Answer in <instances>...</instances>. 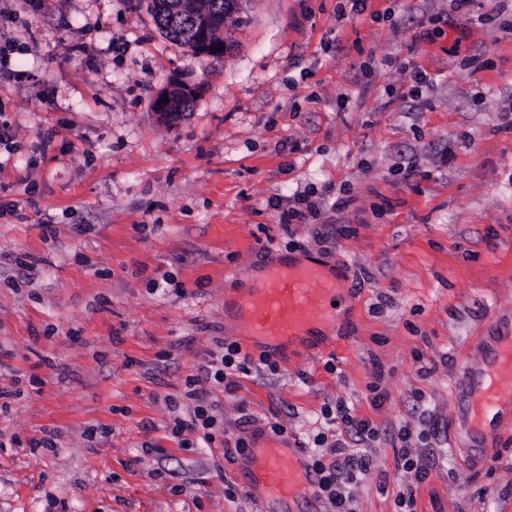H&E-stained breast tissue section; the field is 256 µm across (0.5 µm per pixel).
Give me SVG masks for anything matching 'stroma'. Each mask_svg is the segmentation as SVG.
Here are the masks:
<instances>
[{"label": "stroma", "instance_id": "1", "mask_svg": "<svg viewBox=\"0 0 512 512\" xmlns=\"http://www.w3.org/2000/svg\"><path fill=\"white\" fill-rule=\"evenodd\" d=\"M228 29L200 60L139 0H0V512H260L243 456L180 447L172 407L218 342L260 356L224 293L285 255L344 303L277 372L206 384L225 440L277 423L308 462L342 403L379 430L357 512H396L405 427L435 461L413 512H512V409L473 438L456 387L512 334V0H247ZM173 76L201 93L164 126ZM310 188L320 216L284 230Z\"/></svg>", "mask_w": 512, "mask_h": 512}]
</instances>
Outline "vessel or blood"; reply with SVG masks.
Masks as SVG:
<instances>
[{"mask_svg":"<svg viewBox=\"0 0 512 512\" xmlns=\"http://www.w3.org/2000/svg\"><path fill=\"white\" fill-rule=\"evenodd\" d=\"M341 289L318 259L288 261L268 269L262 282L234 303L251 334L266 347L281 348L308 337L314 326L333 321ZM459 389L467 393L466 420L480 435L503 404H512V336L501 337L493 358L479 378L462 371ZM251 483L264 505L287 512L290 503L305 497L315 476L292 448L270 442L249 449L246 458Z\"/></svg>","mask_w":512,"mask_h":512,"instance_id":"1","label":"vessel or blood"}]
</instances>
